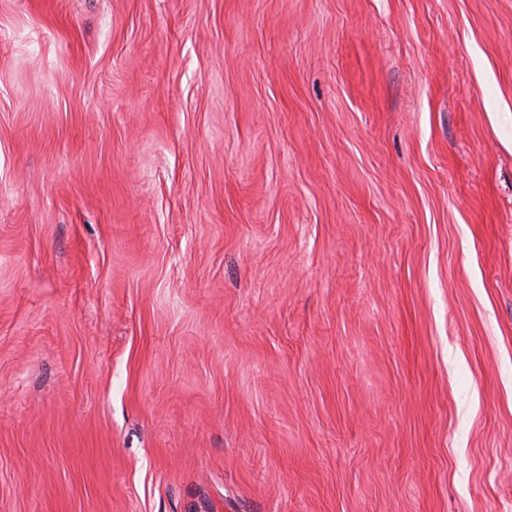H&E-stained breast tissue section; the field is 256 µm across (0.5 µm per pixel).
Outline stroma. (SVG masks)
<instances>
[{
    "instance_id": "stroma-1",
    "label": "stroma",
    "mask_w": 512,
    "mask_h": 512,
    "mask_svg": "<svg viewBox=\"0 0 512 512\" xmlns=\"http://www.w3.org/2000/svg\"><path fill=\"white\" fill-rule=\"evenodd\" d=\"M0 512H512V0H0Z\"/></svg>"
}]
</instances>
